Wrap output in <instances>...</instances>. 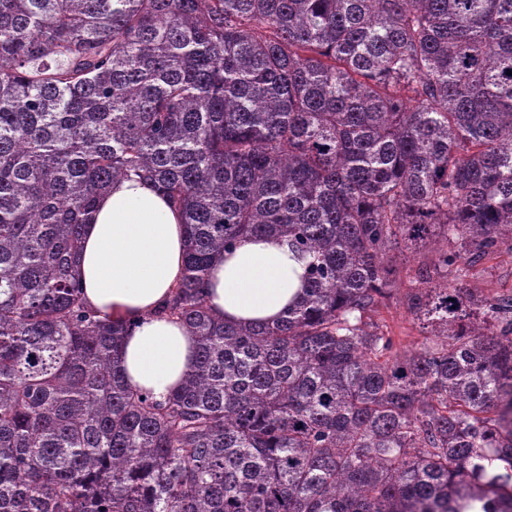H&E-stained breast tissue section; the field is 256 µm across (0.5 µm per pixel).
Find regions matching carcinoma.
Here are the masks:
<instances>
[{
    "label": "carcinoma",
    "mask_w": 512,
    "mask_h": 512,
    "mask_svg": "<svg viewBox=\"0 0 512 512\" xmlns=\"http://www.w3.org/2000/svg\"><path fill=\"white\" fill-rule=\"evenodd\" d=\"M131 175L183 217L165 400L74 276ZM266 234L300 300L229 325L210 263ZM509 241L512 0H0V512H512V294L467 286ZM397 264L399 266L400 275L405 284L403 289L398 292L387 306L380 307L378 313L373 314V319L380 325L384 326L391 336H395L396 340L403 348H411L416 346L423 340V331L421 325L408 310L405 293L408 286L406 273L414 270L417 265L424 259L425 252L410 253L404 251L395 252ZM413 273V271H412Z\"/></svg>",
    "instance_id": "obj_1"
}]
</instances>
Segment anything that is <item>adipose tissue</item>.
I'll use <instances>...</instances> for the list:
<instances>
[{
	"mask_svg": "<svg viewBox=\"0 0 512 512\" xmlns=\"http://www.w3.org/2000/svg\"><path fill=\"white\" fill-rule=\"evenodd\" d=\"M184 255L179 213L150 183L123 179L100 196L74 267L90 307L133 324L123 342V374L159 400L180 385L197 353L195 336L161 312L182 276ZM303 275L285 240L251 237L213 261L203 293L225 322L271 324L298 300Z\"/></svg>",
	"mask_w": 512,
	"mask_h": 512,
	"instance_id": "1",
	"label": "adipose tissue"
}]
</instances>
